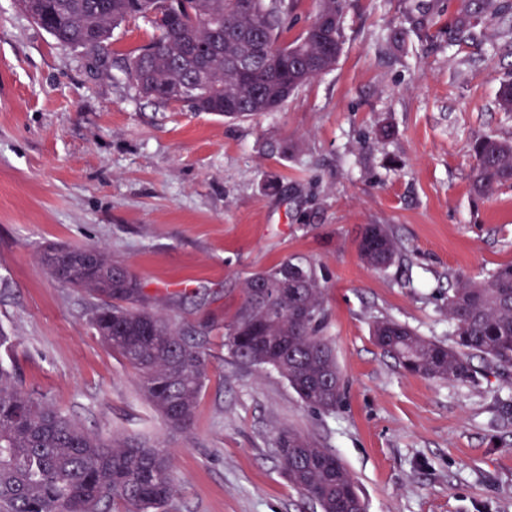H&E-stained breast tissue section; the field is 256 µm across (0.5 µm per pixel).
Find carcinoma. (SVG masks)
Masks as SVG:
<instances>
[{
  "mask_svg": "<svg viewBox=\"0 0 512 512\" xmlns=\"http://www.w3.org/2000/svg\"><path fill=\"white\" fill-rule=\"evenodd\" d=\"M58 44L109 53L112 31L130 19L153 29L149 42L126 58L124 72L140 95L226 119L275 112L311 78L333 69L341 52L344 0H318L313 21L286 39L297 0H15ZM512 23L509 0H464L444 33L454 42L478 25ZM251 64L244 77L241 65ZM497 104L512 112V80L501 83ZM471 193L478 197L512 185V142L486 136L475 146ZM400 251L384 224H368L358 243L361 259L389 267ZM41 261L58 268L66 284L95 300L93 324L102 340L141 375L148 401L175 429L188 428L207 379L205 331L185 334L145 306L148 295L127 267L95 250L50 246ZM325 288L315 268L287 259L253 274L243 302L224 326L233 363L270 368L303 404L333 413L343 383L330 342ZM453 344L423 338L393 319L373 322L375 345L406 372L466 385L472 358L512 369V263L488 279H457L448 289ZM288 481L321 512H365L357 485L329 448L291 429L276 438ZM166 451L140 442H112L89 432L55 405L21 391L0 366V504L8 512H163L173 499Z\"/></svg>",
  "mask_w": 512,
  "mask_h": 512,
  "instance_id": "obj_1",
  "label": "carcinoma"
}]
</instances>
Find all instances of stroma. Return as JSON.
<instances>
[{
  "instance_id": "1",
  "label": "stroma",
  "mask_w": 512,
  "mask_h": 512,
  "mask_svg": "<svg viewBox=\"0 0 512 512\" xmlns=\"http://www.w3.org/2000/svg\"><path fill=\"white\" fill-rule=\"evenodd\" d=\"M461 5L345 0L334 69L280 110L231 121L139 95L118 67L94 69L0 0V362L104 439L166 448L169 512H320L283 473L284 428L336 452L366 512H512V377L413 376L370 333L389 317L451 343L455 279L512 263V187L470 192L475 142L512 140V113L496 106L512 26L494 20L452 45L412 24L420 8L447 18ZM395 29L406 36L390 52ZM367 224L400 243L388 268L359 256ZM47 245L105 250L177 329L207 327L188 430L147 401L139 372L92 328L87 297L43 267ZM289 258L326 288L344 384L331 414L224 350L246 280Z\"/></svg>"
}]
</instances>
